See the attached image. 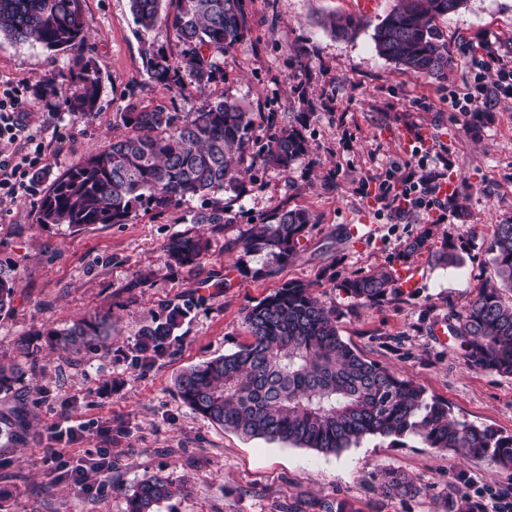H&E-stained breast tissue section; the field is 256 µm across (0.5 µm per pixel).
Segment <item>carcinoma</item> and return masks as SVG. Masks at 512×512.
Wrapping results in <instances>:
<instances>
[{
	"label": "carcinoma",
	"mask_w": 512,
	"mask_h": 512,
	"mask_svg": "<svg viewBox=\"0 0 512 512\" xmlns=\"http://www.w3.org/2000/svg\"><path fill=\"white\" fill-rule=\"evenodd\" d=\"M135 24L143 31L169 24L181 45L177 57L151 50L145 66L149 78L167 91L183 95L202 88L224 73V56L245 39L249 29L245 0H178L173 16L161 15L162 0H129ZM465 0H397L374 27L376 51L417 77L442 79L457 61L436 21L459 11ZM325 25L341 37H352L364 25L360 18L333 16ZM0 35L46 49L80 52L87 41L78 0H0ZM101 77L91 61L80 60L71 85L60 93L70 114L90 117L98 110ZM129 134L101 152L49 178L38 171L33 180L49 182L37 223L65 224L76 231L90 224H125L137 210L163 211L194 199L201 209L193 224H224L230 205L219 195L241 196L239 165L252 163L283 172L308 152L301 130L290 127L266 136L258 133L254 113L229 100H203L184 116L163 105L144 106L128 99L119 113ZM311 214L302 208H278L244 232V251L266 262L242 275L255 277L273 265L293 261ZM433 230L424 228L407 240L400 253L406 261L430 249ZM167 261L189 270L202 265L208 241L177 234L164 248ZM499 280L483 287L452 312L448 333L468 365L500 376H512V218L494 225L489 248ZM437 263L459 265L457 246L448 243L434 255ZM361 305H375L402 293L396 271L348 277L338 284ZM15 276L0 265V314L14 310ZM193 303H164L135 344V364L152 367L170 355L175 331ZM250 342L238 350L190 366L174 378L182 402L226 431L263 438L322 454H339L368 436H416L437 450H453L485 459L512 472V436L479 427L452 415L448 405L427 399L414 381L371 361L345 342L333 309L299 282H286L245 314ZM107 316L80 319L54 333L65 352L78 353L105 333ZM383 493L414 498L423 492L405 473L383 469ZM184 483L155 474L127 494L126 512H162L163 504L186 491ZM443 512H482V504L450 489Z\"/></svg>",
	"instance_id": "carcinoma-1"
}]
</instances>
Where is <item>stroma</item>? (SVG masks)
I'll list each match as a JSON object with an SVG mask.
<instances>
[{"instance_id": "35a3bbf8", "label": "stroma", "mask_w": 512, "mask_h": 512, "mask_svg": "<svg viewBox=\"0 0 512 512\" xmlns=\"http://www.w3.org/2000/svg\"><path fill=\"white\" fill-rule=\"evenodd\" d=\"M245 3L249 34L225 58L223 76L204 91L173 97L148 78L145 51L177 55L174 31L162 23L138 31L129 0H80L84 55L102 78L103 107L89 118L70 116L59 97L38 88L45 77L67 88L75 53L0 38V89H25L23 115L41 133L39 167L50 173L125 135L118 113L131 96L182 114L203 98H225L246 106L260 125L274 114L276 128L297 127L309 144L289 172H247L236 218L219 226L192 224V202L75 231L37 223L43 187L32 179L18 194H0V264L12 267L16 280L14 310L0 316V363L24 369L14 348L23 336L37 347L42 367L36 374L24 369L10 391L0 392V430L18 417L26 423L12 437L0 433L7 512H125L126 492L153 474L188 484L162 512H281L300 495L343 501L354 512H441L452 487L482 500L485 512H502L501 491L512 486V475L486 460L438 451L414 436H371L337 455L246 439L192 412L173 380L248 342L247 309L299 281L334 309L340 336L368 359L414 380L457 418L512 435V377L469 367L454 342L435 333L452 310L495 283L493 226L512 216V98H499L493 120L471 131L448 105L474 80L494 85L502 64H512V0H467L438 20L459 62L440 80L415 77L376 51L372 26L393 0H375L368 26L349 38L335 36L324 21L356 14L355 0ZM401 129L422 133V151L454 159L465 219L441 223L422 210L397 219L362 194L364 183L384 180L393 163L410 159L412 146L396 136ZM281 207L315 218L298 256L270 276L239 274L243 232ZM428 224L436 227L435 245H467L462 264L420 255L419 287L376 306L338 289L346 277L396 265L404 241ZM195 232L210 240L204 265L193 273L168 266L170 237ZM194 293L203 301L178 329L171 355L149 369L133 366L135 339L160 305ZM97 313L112 321L106 349L72 355L52 344L50 331ZM64 421L82 433L78 450L104 443L112 450V468L95 474L93 495L67 485L58 464L45 459L55 445L52 427ZM389 468L411 477L422 494L385 496L378 474Z\"/></svg>"}]
</instances>
